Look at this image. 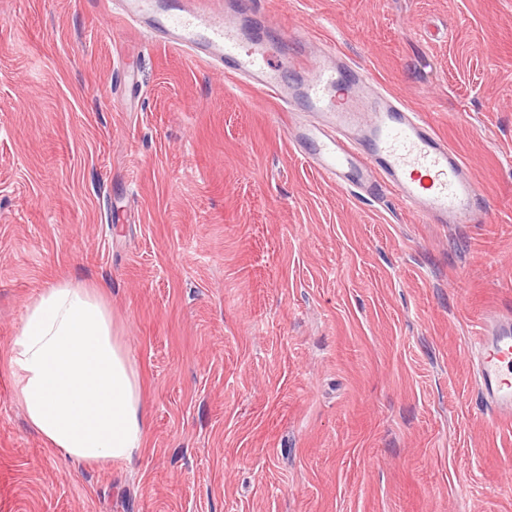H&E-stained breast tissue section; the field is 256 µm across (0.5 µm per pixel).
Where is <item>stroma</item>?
I'll use <instances>...</instances> for the list:
<instances>
[{
    "instance_id": "stroma-1",
    "label": "stroma",
    "mask_w": 512,
    "mask_h": 512,
    "mask_svg": "<svg viewBox=\"0 0 512 512\" xmlns=\"http://www.w3.org/2000/svg\"><path fill=\"white\" fill-rule=\"evenodd\" d=\"M422 113L488 201L429 224L336 187L278 102L113 18L0 0V512H512L471 347L512 304V0H250ZM105 285L137 460L47 447L7 352L47 284Z\"/></svg>"
}]
</instances>
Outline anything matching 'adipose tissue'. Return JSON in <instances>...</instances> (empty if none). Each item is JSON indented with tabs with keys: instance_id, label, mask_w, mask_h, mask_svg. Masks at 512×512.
Wrapping results in <instances>:
<instances>
[{
	"instance_id": "obj_1",
	"label": "adipose tissue",
	"mask_w": 512,
	"mask_h": 512,
	"mask_svg": "<svg viewBox=\"0 0 512 512\" xmlns=\"http://www.w3.org/2000/svg\"><path fill=\"white\" fill-rule=\"evenodd\" d=\"M31 429L66 458L133 463L146 439L140 382L100 286L49 285L30 300L9 352Z\"/></svg>"
}]
</instances>
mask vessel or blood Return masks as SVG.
<instances>
[{"label": "vessel or blood", "mask_w": 512, "mask_h": 512, "mask_svg": "<svg viewBox=\"0 0 512 512\" xmlns=\"http://www.w3.org/2000/svg\"><path fill=\"white\" fill-rule=\"evenodd\" d=\"M121 15L164 44L246 79L291 115L287 132L304 161L337 186L399 198L431 224H476L482 193L462 157L418 113L376 89L364 71L329 60L283 80L280 45L212 0H120ZM475 385L491 420L512 422V307L495 309L474 342Z\"/></svg>", "instance_id": "1"}]
</instances>
